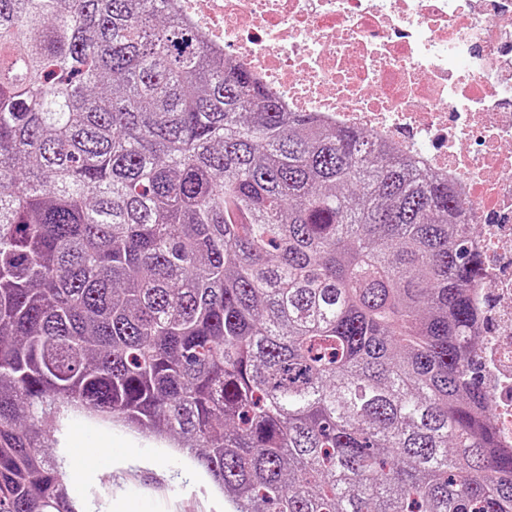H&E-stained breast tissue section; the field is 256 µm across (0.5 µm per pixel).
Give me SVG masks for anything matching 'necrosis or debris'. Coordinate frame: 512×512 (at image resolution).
I'll use <instances>...</instances> for the list:
<instances>
[{
  "label": "necrosis or debris",
  "mask_w": 512,
  "mask_h": 512,
  "mask_svg": "<svg viewBox=\"0 0 512 512\" xmlns=\"http://www.w3.org/2000/svg\"><path fill=\"white\" fill-rule=\"evenodd\" d=\"M289 112L447 182L482 260V357L512 372V0H172Z\"/></svg>",
  "instance_id": "1"
}]
</instances>
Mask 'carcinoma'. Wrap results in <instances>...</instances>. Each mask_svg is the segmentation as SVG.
<instances>
[{"label": "carcinoma", "mask_w": 512, "mask_h": 512, "mask_svg": "<svg viewBox=\"0 0 512 512\" xmlns=\"http://www.w3.org/2000/svg\"><path fill=\"white\" fill-rule=\"evenodd\" d=\"M472 231L170 0H0V512H80L69 411L174 442L232 512H512Z\"/></svg>", "instance_id": "cac0c4a2"}]
</instances>
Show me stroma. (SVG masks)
Returning <instances> with one entry per match:
<instances>
[{
    "label": "stroma",
    "mask_w": 512,
    "mask_h": 512,
    "mask_svg": "<svg viewBox=\"0 0 512 512\" xmlns=\"http://www.w3.org/2000/svg\"><path fill=\"white\" fill-rule=\"evenodd\" d=\"M57 454L81 512H230L223 496L168 442L74 412L61 423ZM111 446L100 461L98 450Z\"/></svg>",
    "instance_id": "35a3bbf8"
}]
</instances>
